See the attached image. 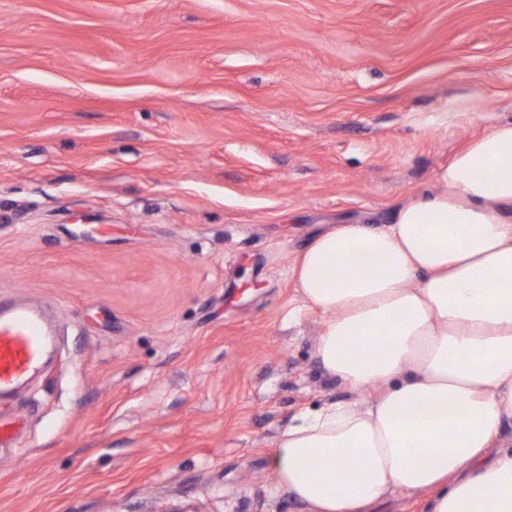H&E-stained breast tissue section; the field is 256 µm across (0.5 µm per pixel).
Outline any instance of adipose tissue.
<instances>
[{"mask_svg": "<svg viewBox=\"0 0 512 512\" xmlns=\"http://www.w3.org/2000/svg\"><path fill=\"white\" fill-rule=\"evenodd\" d=\"M374 258L376 270H359ZM292 273L320 312L316 356L374 401L296 417L273 457L307 512L397 492L429 512H512V121L475 137L435 186L314 237Z\"/></svg>", "mask_w": 512, "mask_h": 512, "instance_id": "obj_1", "label": "adipose tissue"}]
</instances>
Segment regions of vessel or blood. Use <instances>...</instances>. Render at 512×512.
<instances>
[{
	"mask_svg": "<svg viewBox=\"0 0 512 512\" xmlns=\"http://www.w3.org/2000/svg\"><path fill=\"white\" fill-rule=\"evenodd\" d=\"M53 345L41 308L30 301L0 298V399L40 369Z\"/></svg>",
	"mask_w": 512,
	"mask_h": 512,
	"instance_id": "1",
	"label": "vessel or blood"
}]
</instances>
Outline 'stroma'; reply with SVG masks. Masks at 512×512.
<instances>
[{
    "instance_id": "obj_1",
    "label": "stroma",
    "mask_w": 512,
    "mask_h": 512,
    "mask_svg": "<svg viewBox=\"0 0 512 512\" xmlns=\"http://www.w3.org/2000/svg\"><path fill=\"white\" fill-rule=\"evenodd\" d=\"M506 120L512 0H0V292L60 321L0 512H305L280 434L375 393L295 256Z\"/></svg>"
}]
</instances>
